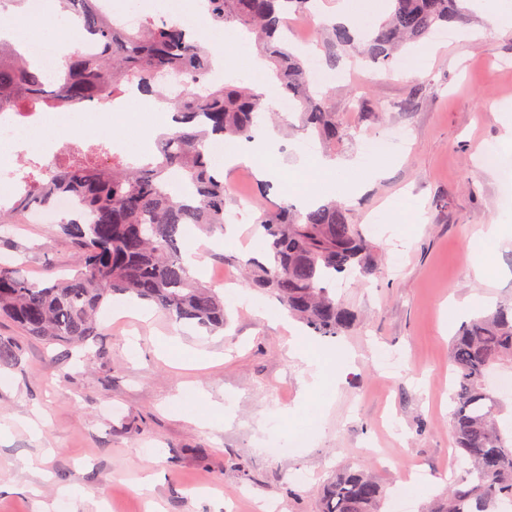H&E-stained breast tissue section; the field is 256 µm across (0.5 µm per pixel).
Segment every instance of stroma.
Returning a JSON list of instances; mask_svg holds the SVG:
<instances>
[{
	"instance_id": "1",
	"label": "stroma",
	"mask_w": 512,
	"mask_h": 512,
	"mask_svg": "<svg viewBox=\"0 0 512 512\" xmlns=\"http://www.w3.org/2000/svg\"><path fill=\"white\" fill-rule=\"evenodd\" d=\"M421 67L406 75L408 59ZM512 30H495L468 8L441 42L425 39L400 53L392 70L377 71L347 58L327 74L329 108L348 136L339 161L363 157L366 138L406 130L404 150L388 153L385 178L366 181L345 200L379 260L378 277L344 279L338 296L359 315L347 334L304 332L310 352L336 370V382L309 388L307 366L289 355L290 331L276 321L283 309L272 296L239 282L241 261L259 256L260 229L242 224L238 247L216 250L199 279L219 288L235 277L241 301L228 304L223 332L177 321L155 306L147 320L103 323L90 350L47 345L0 319V340L14 355L0 360V512H255L258 500L280 512H318L322 489L336 470L369 466L390 487L417 470L405 512L461 476L450 429L453 375L449 343L463 315L449 305L473 295L491 306L512 302V235L474 273L480 229L512 225L502 196L503 169L512 166ZM362 99L373 119L354 111ZM412 109H404L405 100ZM277 148L261 154L278 170L268 194L254 174L228 170L229 212L300 204L296 176L310 158L297 148L298 114ZM494 148L499 165L484 162ZM404 211L401 223L382 222L384 210ZM75 248L43 224H14L0 232V259L39 283L71 272ZM164 336L180 337L203 364L179 367L159 358ZM399 355L398 373L383 371L380 353ZM224 405L216 426L192 421L206 400ZM41 415L38 431L26 426ZM306 432L307 443L278 458L268 440ZM42 456L40 471L27 468ZM310 474L296 484V471Z\"/></svg>"
}]
</instances>
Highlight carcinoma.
Here are the masks:
<instances>
[{
	"label": "carcinoma",
	"mask_w": 512,
	"mask_h": 512,
	"mask_svg": "<svg viewBox=\"0 0 512 512\" xmlns=\"http://www.w3.org/2000/svg\"><path fill=\"white\" fill-rule=\"evenodd\" d=\"M213 22L250 35L257 52L274 65L279 93L296 102L303 126L321 144L344 139L336 113L316 98L305 61L288 43L289 14L311 16L314 0H206ZM389 16L350 28L333 23L322 44L332 68L339 52L363 46V58L388 69L406 45L443 23L458 21L461 0H387ZM78 21L74 35L94 42L63 65L55 80L11 42L0 41V108L26 113L32 104L77 108L118 99L133 85L160 98V79L183 80L182 96L170 102L178 126L158 140V156L135 164L114 156L66 153L46 165L27 164L29 188L7 210L0 226L21 224L36 207L58 194L77 197L83 215H63L48 225L76 246L75 273L42 285L0 263V316L48 344L84 345L97 335L98 314L117 296L154 304L177 320L215 333L224 330V297L200 283L177 245L185 227L224 228L227 187L224 170L211 160L214 137L250 142L272 108L252 82L226 80L215 87L211 51L177 20H142L136 33L108 21L94 0H58ZM26 0H0V16L24 15ZM176 170L182 184L170 181ZM267 262H250V288L273 294L289 314L315 334L350 331L357 313L336 300L331 284L340 277L379 273L378 260L362 228L335 203L301 213L283 201L259 214ZM454 404L450 422L466 476L448 484L425 512H500L512 505V423L501 424L502 401L486 384L491 369L512 368V303L464 323L450 345ZM387 487L366 469L336 472L322 493L321 512H382Z\"/></svg>",
	"instance_id": "carcinoma-1"
}]
</instances>
